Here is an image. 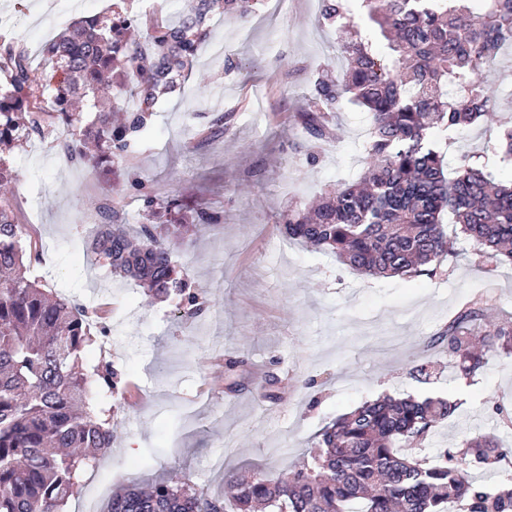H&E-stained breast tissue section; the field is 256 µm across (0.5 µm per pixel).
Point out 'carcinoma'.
I'll return each instance as SVG.
<instances>
[{
    "label": "carcinoma",
    "instance_id": "carcinoma-1",
    "mask_svg": "<svg viewBox=\"0 0 512 512\" xmlns=\"http://www.w3.org/2000/svg\"><path fill=\"white\" fill-rule=\"evenodd\" d=\"M470 2L358 0L365 26L384 40L379 46L345 16L343 0L323 2V19L350 30L343 44L349 68L341 78H316L298 125L306 137L326 141L336 136L333 118L343 101L366 108V168L359 181L336 186L310 208L281 214L288 239L329 250L364 274L431 275L453 250L448 222L479 258L512 264V183L497 181L482 153L447 172L431 139L435 129L454 133L495 112L497 93L482 74L512 47V0ZM250 12V0H196L135 42L128 33L139 15L130 6L106 20L82 18L44 46L50 68L39 74L14 39L0 38V512H62L81 474L96 466L84 450L112 448V417L103 420L91 407L90 387L112 390L121 382L110 361L84 367L86 348L109 326L91 325L84 305L27 276L33 242L15 219L17 175L4 154L20 138L54 132L79 167L126 158L151 129L158 104L181 88L211 19ZM129 69L137 75L134 105L115 109L112 91L125 92ZM494 151L512 162V125ZM129 187L151 219L134 227L113 204L91 249L151 297L175 292L187 310L203 314L209 301L179 275L173 243L222 216L203 205L186 224L138 177ZM485 317L474 303L435 338L466 379L487 354L512 355V322L489 326ZM455 411L444 398L383 396L336 418L310 459L284 476L225 479L233 489L229 505L158 480L112 492L106 512H512L511 487H489L470 473L512 463V448L496 436H474L434 462L414 453Z\"/></svg>",
    "mask_w": 512,
    "mask_h": 512
}]
</instances>
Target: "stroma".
Listing matches in <instances>:
<instances>
[{
    "mask_svg": "<svg viewBox=\"0 0 512 512\" xmlns=\"http://www.w3.org/2000/svg\"><path fill=\"white\" fill-rule=\"evenodd\" d=\"M113 2L86 0L77 10L71 0H0V18L41 69L46 41ZM267 9V0H254L248 17L212 18L183 94L158 105L130 160L76 168L50 137L25 141L9 157L18 219L39 235L30 277L81 304L111 302L112 349L91 347L86 358L112 362L148 401L140 407L123 389H91L92 406L114 411V439L96 472L82 474L80 494L97 479L112 489L160 475L213 495L228 472L275 479L336 417L384 395L458 402L456 416L422 444L423 456L480 433L512 446V357L488 355L469 382L432 341L474 301L486 303L493 322H512V265L478 262L461 243L435 276L376 277L281 233L278 218L288 207L364 171L370 124L347 103L336 114V139L314 145L301 136L295 118L314 80L342 76L345 54L335 28L321 20V0H290L271 25L260 20ZM485 78L498 89L499 111L443 142L453 166L494 143L501 122L512 119V50ZM272 111L288 121H269ZM219 114L223 134H205ZM133 172L151 182L156 198H178L184 214L203 204L224 217L199 226L173 254L181 275L208 293L201 318L180 316L174 299L148 302L90 249L83 213L112 187L124 189L118 202L126 222L145 223L143 201L126 187ZM243 182L250 194H239ZM421 361L434 365L430 382L410 373Z\"/></svg>",
    "mask_w": 512,
    "mask_h": 512,
    "instance_id": "stroma-1",
    "label": "stroma"
}]
</instances>
